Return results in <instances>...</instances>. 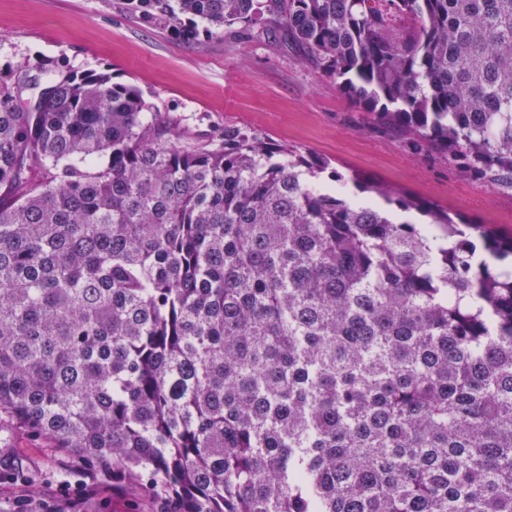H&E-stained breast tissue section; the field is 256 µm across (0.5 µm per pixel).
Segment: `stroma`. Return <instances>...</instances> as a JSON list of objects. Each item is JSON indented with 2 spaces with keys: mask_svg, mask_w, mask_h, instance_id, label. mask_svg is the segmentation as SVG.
Returning <instances> with one entry per match:
<instances>
[{
  "mask_svg": "<svg viewBox=\"0 0 512 512\" xmlns=\"http://www.w3.org/2000/svg\"><path fill=\"white\" fill-rule=\"evenodd\" d=\"M116 0H0V69L43 59L72 72H108L135 84L145 100L200 141L225 130L327 161L341 173L447 208L462 220L512 235V193L472 180L442 158L379 132L342 91L272 35L254 29L208 30L176 37L171 26L131 14ZM75 462L0 423V512L17 497L48 498L59 483L83 482Z\"/></svg>",
  "mask_w": 512,
  "mask_h": 512,
  "instance_id": "1",
  "label": "stroma"
}]
</instances>
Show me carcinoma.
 <instances>
[{"label":"carcinoma","instance_id":"carcinoma-1","mask_svg":"<svg viewBox=\"0 0 512 512\" xmlns=\"http://www.w3.org/2000/svg\"><path fill=\"white\" fill-rule=\"evenodd\" d=\"M124 5L179 36L273 20L378 128L512 192V0ZM25 73L23 106L0 71V418L158 512H512V237L182 137L108 73Z\"/></svg>","mask_w":512,"mask_h":512}]
</instances>
